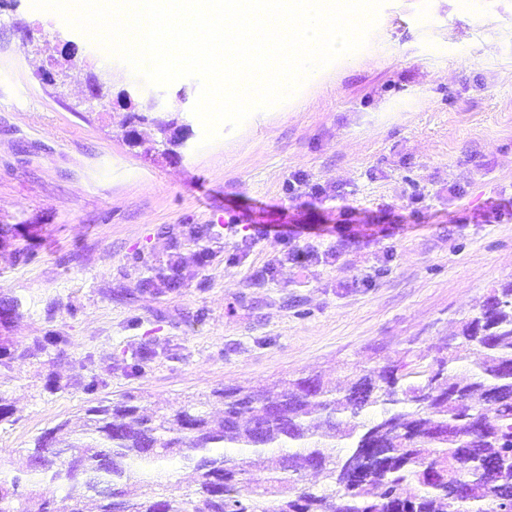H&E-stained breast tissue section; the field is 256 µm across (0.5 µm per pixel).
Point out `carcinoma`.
Listing matches in <instances>:
<instances>
[{"mask_svg":"<svg viewBox=\"0 0 512 512\" xmlns=\"http://www.w3.org/2000/svg\"><path fill=\"white\" fill-rule=\"evenodd\" d=\"M181 284L176 268L145 281L157 294ZM67 343L6 339L0 366ZM445 349L426 365L354 363L338 383L315 375L217 389L218 418L194 398L151 415L132 393L98 401L81 426L43 431L16 463L0 457V512H30L34 500L36 512H86L90 500L97 512H512V281L490 289ZM151 361L135 353L126 372L141 376ZM103 384L72 382L88 395ZM174 462L192 471L191 490L164 478ZM308 473L321 484L304 485ZM43 483L65 490L61 502L40 495Z\"/></svg>","mask_w":512,"mask_h":512,"instance_id":"1","label":"carcinoma"}]
</instances>
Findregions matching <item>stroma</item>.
Segmentation results:
<instances>
[{
  "mask_svg": "<svg viewBox=\"0 0 512 512\" xmlns=\"http://www.w3.org/2000/svg\"><path fill=\"white\" fill-rule=\"evenodd\" d=\"M36 18L31 0L0 8V300L18 306L0 339L68 343L0 370L1 455L79 424L93 398L131 391L150 410L386 356L432 362L512 280V0H385L363 49L208 145L196 80L139 83L61 20L41 37L78 50L57 97L21 39ZM104 69L136 106L157 97L188 117L186 146L157 154L124 107L78 106ZM233 224H285L288 238L241 249ZM330 246L333 263L283 260ZM174 258L180 288L143 287ZM144 344L149 370L127 375ZM83 370L105 379L96 396L46 390Z\"/></svg>",
  "mask_w": 512,
  "mask_h": 512,
  "instance_id": "35a3bbf8",
  "label": "stroma"
}]
</instances>
